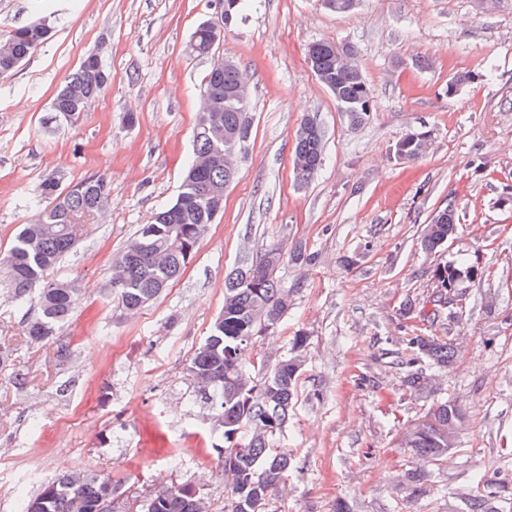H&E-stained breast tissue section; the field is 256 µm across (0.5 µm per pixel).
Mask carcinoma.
<instances>
[{
	"label": "carcinoma",
	"mask_w": 512,
	"mask_h": 512,
	"mask_svg": "<svg viewBox=\"0 0 512 512\" xmlns=\"http://www.w3.org/2000/svg\"><path fill=\"white\" fill-rule=\"evenodd\" d=\"M50 26L29 24L0 34V79L10 77L47 39ZM193 37L209 54L218 39L201 22ZM313 72L331 74L336 81L335 99L343 102V114L351 128L363 125L372 112L371 90L355 62L340 65L326 42H313ZM238 67L209 70L202 92L209 93L213 111L197 115L193 153L174 201L142 224L113 262L112 295L126 314H135L180 278L196 255L210 225L224 209V185L234 176L224 170L227 130L239 131V143L249 136L250 126L239 112L237 101L224 91L238 84ZM108 83L105 66L82 59L52 99L56 116L73 122L87 110ZM405 161L421 158L428 150L427 135L410 131L397 142ZM324 132L298 141L294 147V171L305 183L322 166ZM110 184L101 175L62 185L49 177L41 184L45 205L36 209L28 224L15 236L7 251L0 252V272L12 302L35 303L37 313L25 320L24 337L30 344L56 338L77 308L80 288L52 272L74 247L76 226L84 216L105 211ZM454 209L447 207L425 226L422 246L433 252L457 231ZM283 249L272 247L262 258L236 269L224 288V306L208 335L191 355L186 371L194 386L204 393L212 411L211 448L220 459L224 479V512H271L272 501L288 490L292 473L301 470L289 448L276 444V436L288 424L298 402L297 382L304 365L308 336L297 333L291 353L262 362L255 368L252 349L258 338L274 327L291 306L293 290L283 287L276 271ZM432 278L439 291L433 309L423 314L435 321L438 306L459 295L461 270L453 264L438 265ZM455 346L433 336L408 339L401 355L402 386L415 396L433 397L428 421L403 439L402 447L419 460L436 463L448 457V430L462 429V409L438 395L437 380L454 365ZM428 475L416 470L405 475L407 501L426 493ZM112 479L89 469H76L44 483L25 498L22 512H104L114 503ZM141 512H209L202 489L189 483L161 486L148 493Z\"/></svg>",
	"instance_id": "cac0c4a2"
}]
</instances>
